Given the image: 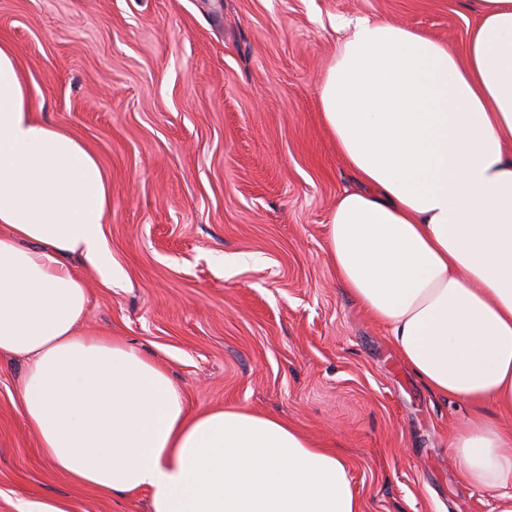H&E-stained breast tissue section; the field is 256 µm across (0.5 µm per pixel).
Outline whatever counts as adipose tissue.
Returning a JSON list of instances; mask_svg holds the SVG:
<instances>
[{"label":"adipose tissue","instance_id":"ef3b65f1","mask_svg":"<svg viewBox=\"0 0 512 512\" xmlns=\"http://www.w3.org/2000/svg\"><path fill=\"white\" fill-rule=\"evenodd\" d=\"M460 50L357 19L320 91L355 174L328 225L336 276L436 395L465 405L464 478L512 512V0H465ZM112 186L66 128L40 120L0 43V356L25 362L20 406L44 458L151 512H361L345 462L242 409L190 413L164 369L80 332L85 273L112 283ZM79 257L75 271L67 257Z\"/></svg>","mask_w":512,"mask_h":512}]
</instances>
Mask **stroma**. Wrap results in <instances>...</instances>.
Returning a JSON list of instances; mask_svg holds the SVG:
<instances>
[{"mask_svg": "<svg viewBox=\"0 0 512 512\" xmlns=\"http://www.w3.org/2000/svg\"><path fill=\"white\" fill-rule=\"evenodd\" d=\"M378 18L459 44L463 0H0L41 118L67 128L112 184V285L88 276L84 327L157 361L192 412L241 408L296 425L347 464L362 512H497L452 446L467 406L411 372L336 278L327 224L354 174L320 88L340 28ZM0 358V512H149L69 482ZM14 507L16 512H71L67 500L49 496L20 498Z\"/></svg>", "mask_w": 512, "mask_h": 512, "instance_id": "1", "label": "stroma"}]
</instances>
